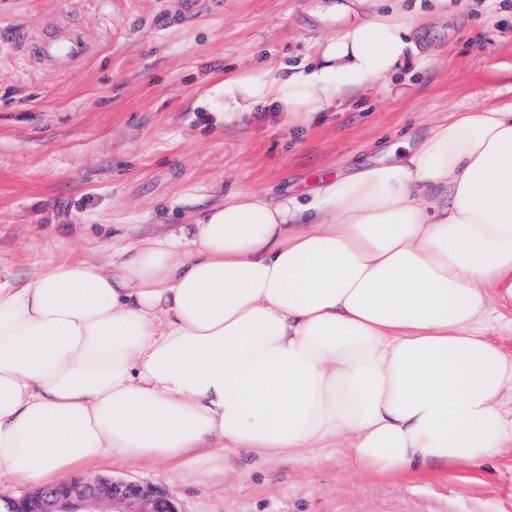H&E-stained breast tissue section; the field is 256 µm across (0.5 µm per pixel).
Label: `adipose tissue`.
<instances>
[{"mask_svg": "<svg viewBox=\"0 0 512 512\" xmlns=\"http://www.w3.org/2000/svg\"><path fill=\"white\" fill-rule=\"evenodd\" d=\"M402 14L308 66L225 77V123L298 125L413 47ZM512 102L454 112L397 157L275 199L229 193L106 263L0 270V481L51 487L123 459L181 475L248 448L347 451L399 475L512 446Z\"/></svg>", "mask_w": 512, "mask_h": 512, "instance_id": "obj_1", "label": "adipose tissue"}]
</instances>
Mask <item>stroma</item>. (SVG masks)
Returning a JSON list of instances; mask_svg holds the SVG:
<instances>
[{"label":"stroma","instance_id":"35a3bbf8","mask_svg":"<svg viewBox=\"0 0 512 512\" xmlns=\"http://www.w3.org/2000/svg\"><path fill=\"white\" fill-rule=\"evenodd\" d=\"M398 8L415 53L304 126L274 107L227 126L225 76L294 68L318 43ZM77 37L76 57L44 41ZM512 102V0H0V267L105 258L192 221L225 194L274 199L384 160L455 109ZM306 464L246 449L220 473L110 459L99 473L165 490L179 512H512V447L476 464L353 476L329 448Z\"/></svg>","mask_w":512,"mask_h":512}]
</instances>
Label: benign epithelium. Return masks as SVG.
<instances>
[{"label": "benign epithelium", "mask_w": 512, "mask_h": 512, "mask_svg": "<svg viewBox=\"0 0 512 512\" xmlns=\"http://www.w3.org/2000/svg\"><path fill=\"white\" fill-rule=\"evenodd\" d=\"M10 504L8 512H179L173 499L155 486L104 475L35 488Z\"/></svg>", "instance_id": "7a95c632"}]
</instances>
